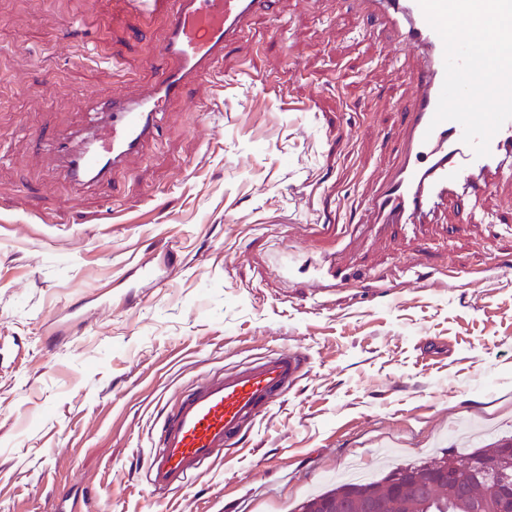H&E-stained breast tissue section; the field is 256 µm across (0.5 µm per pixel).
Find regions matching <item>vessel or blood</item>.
<instances>
[{"instance_id":"b4317fda","label":"vessel or blood","mask_w":512,"mask_h":512,"mask_svg":"<svg viewBox=\"0 0 512 512\" xmlns=\"http://www.w3.org/2000/svg\"><path fill=\"white\" fill-rule=\"evenodd\" d=\"M126 15L164 17V60L153 86L140 97L90 99L96 120L76 142L46 140L64 157L70 182L84 186L114 176L126 160L154 139L168 104L185 89L213 77L225 48L252 20L274 11L276 0H114ZM398 29L405 50L423 52L413 74L414 94L403 114L401 162L367 201L374 223L403 229L428 223L448 201L475 199L497 179L512 174V119L492 137L490 153L476 157L454 121L434 123L442 89L444 48L418 0H370ZM302 354L282 348L208 375L182 390L162 415L147 464L151 493L172 494L203 478L221 462L225 448L254 426L300 378Z\"/></svg>"}]
</instances>
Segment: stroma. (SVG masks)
Listing matches in <instances>:
<instances>
[{
  "label": "stroma",
  "instance_id": "stroma-1",
  "mask_svg": "<svg viewBox=\"0 0 512 512\" xmlns=\"http://www.w3.org/2000/svg\"><path fill=\"white\" fill-rule=\"evenodd\" d=\"M277 10L189 88L200 111L172 103L115 179L75 186L40 139L146 92L165 21L0 0V512L72 484L95 512H298L351 458L378 476L512 434V177L417 237L379 231L414 62L362 0ZM328 256L346 284L316 301ZM283 347L305 373L247 446L149 494L164 408Z\"/></svg>",
  "mask_w": 512,
  "mask_h": 512
}]
</instances>
